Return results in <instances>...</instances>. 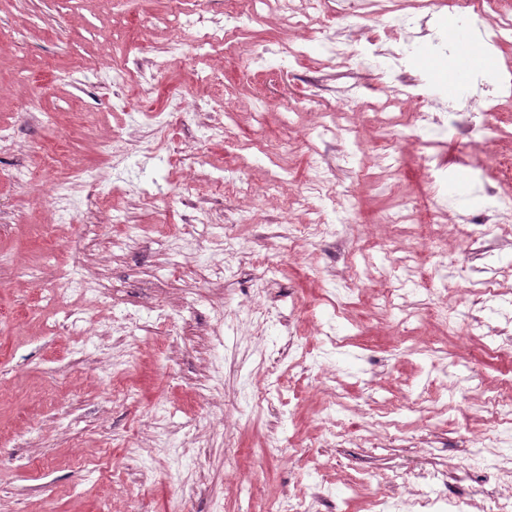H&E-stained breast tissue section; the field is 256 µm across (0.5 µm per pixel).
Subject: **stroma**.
<instances>
[{
	"instance_id": "35a3bbf8",
	"label": "stroma",
	"mask_w": 512,
	"mask_h": 512,
	"mask_svg": "<svg viewBox=\"0 0 512 512\" xmlns=\"http://www.w3.org/2000/svg\"><path fill=\"white\" fill-rule=\"evenodd\" d=\"M172 0H0V126L20 147L0 153V169L34 168L39 154L82 161L98 179L79 192L89 220L42 205L41 179L0 180V512H254L268 496L305 493L316 512H376L362 480L409 495L418 470H449L438 493L482 501L491 494L477 435L492 432V398L512 380V337L472 332V283L496 277V305L512 309V234L491 225L484 257L457 246L447 257L422 251L425 231L440 235L449 212L487 207L484 183L512 196V172L490 157L512 158V43L478 35L499 92L470 95L468 111L487 114L489 152L465 138L405 127L411 105L398 90L422 78L404 64L358 69L371 55L372 23L326 12L331 34L352 55L331 58L320 40L288 69L278 60L296 37L279 18L247 24L238 46L200 53L185 41L153 99L202 97L226 113L224 139L209 142L193 108L174 121L187 147L182 165L144 158L117 162L94 149L89 124L124 129L107 85L76 72L83 60L133 63L143 40L176 38L161 19ZM44 94L24 110V81ZM365 84L363 103L342 105L340 90ZM316 86L323 110L353 129L328 146L302 95ZM448 172L433 198L424 158ZM326 168L335 199L304 188L310 167ZM234 175L268 187L224 198V224L185 245L174 234L182 201L209 193L212 178ZM134 182L156 214L123 209ZM418 219L391 226L399 203ZM323 211L335 236L287 249L288 222ZM273 285L268 300L291 313L289 336L247 321L248 291ZM96 290L82 292L84 281ZM403 288L411 318L381 299ZM123 323L113 331V322ZM330 323L343 342L323 343ZM163 335H156V328ZM271 382L272 392L254 390ZM441 413L429 417V407ZM255 481L234 493L225 474V440Z\"/></svg>"
}]
</instances>
